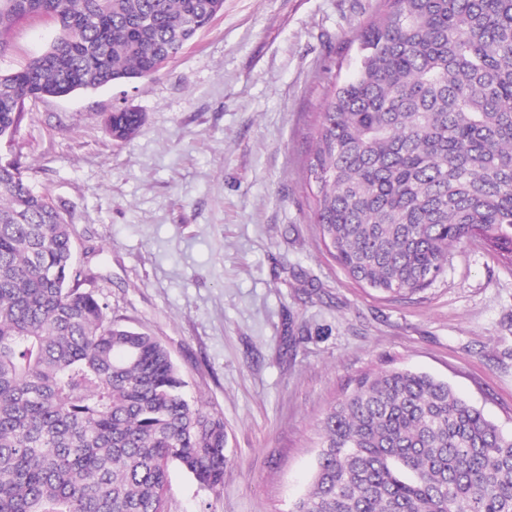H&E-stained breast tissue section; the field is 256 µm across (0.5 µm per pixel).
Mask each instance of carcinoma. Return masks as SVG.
I'll list each match as a JSON object with an SVG mask.
<instances>
[{
  "label": "carcinoma",
  "instance_id": "cac0c4a2",
  "mask_svg": "<svg viewBox=\"0 0 512 512\" xmlns=\"http://www.w3.org/2000/svg\"><path fill=\"white\" fill-rule=\"evenodd\" d=\"M357 36L306 163L312 223L346 274L415 293L448 248L512 264V0H385ZM224 0H0V57L20 20L61 31L0 71V140L27 98L142 79ZM143 113L109 118L130 139ZM63 209L0 167V512H165L170 467L222 486L224 419L185 396L169 352L82 288ZM290 512H512V432L427 373L365 374L320 422Z\"/></svg>",
  "mask_w": 512,
  "mask_h": 512
}]
</instances>
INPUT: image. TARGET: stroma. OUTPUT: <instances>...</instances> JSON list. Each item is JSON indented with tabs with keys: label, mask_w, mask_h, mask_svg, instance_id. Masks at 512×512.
<instances>
[{
	"label": "stroma",
	"mask_w": 512,
	"mask_h": 512,
	"mask_svg": "<svg viewBox=\"0 0 512 512\" xmlns=\"http://www.w3.org/2000/svg\"><path fill=\"white\" fill-rule=\"evenodd\" d=\"M382 5L224 0L148 78L27 99L0 140V162L64 208L86 289L160 341L188 396L224 419L223 485L171 467L166 512H290L320 419L365 373H430L512 431V267L472 239L429 287L392 297L348 278L310 222L319 114ZM56 35L51 19L18 22L0 70ZM120 108L145 115L126 142L106 125Z\"/></svg>",
	"instance_id": "stroma-1"
}]
</instances>
